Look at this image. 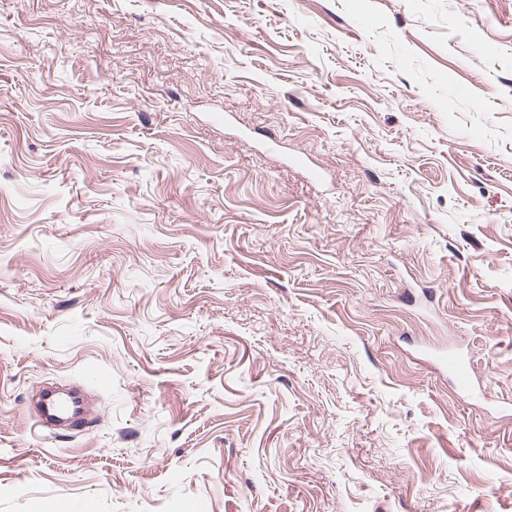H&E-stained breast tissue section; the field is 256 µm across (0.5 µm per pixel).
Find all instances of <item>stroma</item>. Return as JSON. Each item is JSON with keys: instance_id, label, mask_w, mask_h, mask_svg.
Segmentation results:
<instances>
[{"instance_id": "obj_1", "label": "stroma", "mask_w": 512, "mask_h": 512, "mask_svg": "<svg viewBox=\"0 0 512 512\" xmlns=\"http://www.w3.org/2000/svg\"><path fill=\"white\" fill-rule=\"evenodd\" d=\"M0 512H512V0H0ZM438 360L448 368V375L457 389L471 391L475 388L474 368L467 356L457 351H448V355H440ZM56 420L67 422L69 429L76 432L90 427L83 401L72 398L69 394H56L43 401L39 415L41 426L53 428Z\"/></svg>"}]
</instances>
